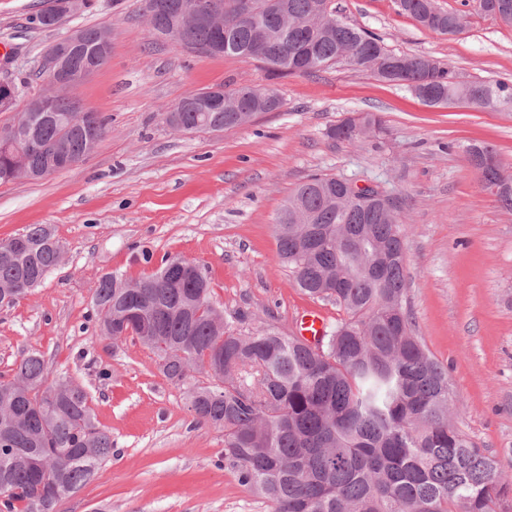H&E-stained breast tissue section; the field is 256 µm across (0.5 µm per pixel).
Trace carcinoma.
Here are the masks:
<instances>
[{
	"label": "carcinoma",
	"mask_w": 512,
	"mask_h": 512,
	"mask_svg": "<svg viewBox=\"0 0 512 512\" xmlns=\"http://www.w3.org/2000/svg\"><path fill=\"white\" fill-rule=\"evenodd\" d=\"M282 14L259 9L255 26L270 33L267 52L253 48V29L224 15V32L199 26L186 46L217 38L224 55L263 64L273 76L291 75L294 57L309 50L312 73L337 63L361 70L367 61L398 58L401 79L427 86L456 103L485 110L512 107V83L460 82L456 70L430 56L395 54L374 33L323 14L329 0H278ZM400 10L442 35L463 32L461 14L430 8L434 0H397ZM92 62L89 50L70 53L73 71ZM258 90L225 93L222 112H185L182 131L202 125L234 127L233 106ZM83 112L73 96L56 102L36 123L34 137L65 140L83 160L90 139L69 128ZM384 130L380 116L361 112L331 131L356 140ZM483 145L467 149L478 183L497 172L478 163ZM17 164L0 144V184ZM348 180L316 175L280 209L274 232L279 260L313 299L343 312L310 345L275 327L243 334L210 300L203 270L173 281L164 256L137 280L106 273L94 289L99 335L117 344L129 337L156 355L170 381L188 385V406L199 423L224 431V458L240 484L267 500L271 512H499L512 495L503 464L476 447L449 420L454 397L446 370L415 336L403 307L406 288L403 223L397 203L385 209L372 197L348 198ZM62 261L46 224L0 241V308L37 288ZM224 355V370L213 367ZM93 399L70 376L48 380L38 351L24 353L11 377L0 375V512H57L112 456V437L95 421Z\"/></svg>",
	"instance_id": "1"
}]
</instances>
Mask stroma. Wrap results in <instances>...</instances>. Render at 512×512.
Wrapping results in <instances>:
<instances>
[{
    "label": "stroma",
    "mask_w": 512,
    "mask_h": 512,
    "mask_svg": "<svg viewBox=\"0 0 512 512\" xmlns=\"http://www.w3.org/2000/svg\"><path fill=\"white\" fill-rule=\"evenodd\" d=\"M55 0H0V45L19 87L16 110L45 84L48 48L77 28L112 32L109 61L74 96L111 127L76 166L40 181L0 184V241L52 225L61 264L14 307L0 309V374L35 349L51 374L93 397L112 458L58 512H270L224 458V433L197 423L186 388L169 381L139 342L98 335L91 295L100 277L138 278L162 257L199 264L212 303L248 334L293 333L304 309L327 324L343 313L309 298L277 257L273 232L288 196L314 175L382 187L403 207L406 307L448 373L451 422L478 448L512 462V211L482 191L466 149L493 147L512 172V110L430 107L405 88L336 64L269 78L262 64L199 56L156 38L140 0H83L51 28L37 15ZM339 18L381 36L397 54H425L462 79L512 81V26L478 0H436L466 18L451 38L400 14L394 0H333ZM271 88L283 100L247 125L178 133L165 113L188 93ZM15 112H0V126ZM355 112L381 116L383 133L355 142L330 128Z\"/></svg>",
    "instance_id": "1"
}]
</instances>
